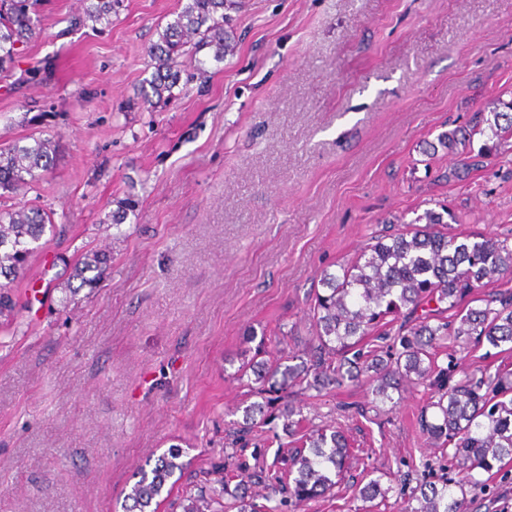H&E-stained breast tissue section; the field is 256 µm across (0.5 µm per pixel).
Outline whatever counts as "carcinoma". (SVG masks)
Listing matches in <instances>:
<instances>
[{
    "label": "carcinoma",
    "mask_w": 512,
    "mask_h": 512,
    "mask_svg": "<svg viewBox=\"0 0 512 512\" xmlns=\"http://www.w3.org/2000/svg\"><path fill=\"white\" fill-rule=\"evenodd\" d=\"M228 0H186L150 47L154 68L144 99L150 105H168L179 81L172 63L186 44L215 48V59L228 48L224 8ZM118 0H85L76 23H110ZM38 20L33 0H0V70L11 63L15 46L33 38ZM505 112L480 109L476 128L446 131L441 146L453 149L483 137L477 156L501 151L512 136V101ZM51 141L35 139L0 152V189L14 190L35 178V170L52 161ZM426 224H407L398 233L372 237L360 254L340 266L323 271L307 312L313 339L308 359L300 365L270 364L264 360L242 364L231 377L245 383L260 397L245 408L240 432L256 425L255 415L268 425L283 417V430L294 438L288 471L281 476L275 466L246 475L248 482L263 484L269 493L256 503L245 484L224 490L232 502L199 504L191 500L184 512H279L288 492L294 507L330 492L342 479L350 448L342 431L331 425L300 428L301 408L290 397L318 393L344 385L364 387L382 403L397 406L393 394L409 384H422L431 396L422 408L419 425L433 444L448 456L449 467L461 480L441 479L415 487L401 512H468V494L485 485L481 476L497 475L512 463V370L489 365L480 374L469 373L454 362L457 350L485 344L512 350V288H485L512 282V248L506 241L480 234L448 235L443 215L433 210ZM53 229L52 213L40 209L0 212V313L12 305L5 291L24 269L34 244ZM107 269V256L93 251L72 271V278L88 288L97 287ZM435 307H430V304ZM402 320L396 332L387 326ZM445 355L447 364L438 362ZM254 380L244 381L247 370ZM180 450L170 449L141 468L138 480L125 496L126 512H158L163 493H171L172 478L190 462ZM393 491L392 478L383 472L359 489L364 502L379 507Z\"/></svg>",
    "instance_id": "1"
}]
</instances>
